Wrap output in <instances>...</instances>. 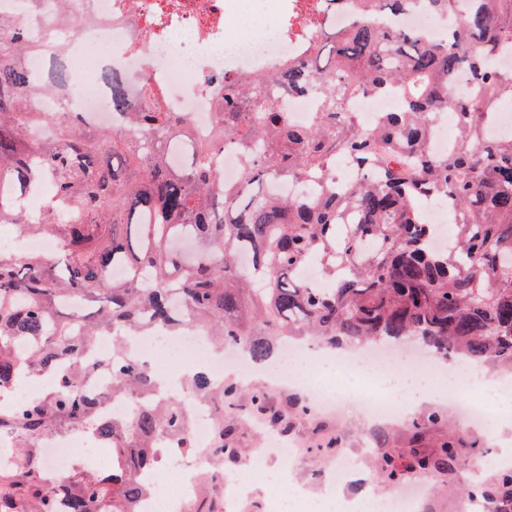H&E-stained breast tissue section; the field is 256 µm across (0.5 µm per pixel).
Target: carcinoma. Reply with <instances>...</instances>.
<instances>
[{
  "label": "carcinoma",
  "mask_w": 512,
  "mask_h": 512,
  "mask_svg": "<svg viewBox=\"0 0 512 512\" xmlns=\"http://www.w3.org/2000/svg\"><path fill=\"white\" fill-rule=\"evenodd\" d=\"M358 0L350 27L329 32L276 70L275 82L317 102L311 123L297 126L264 95L262 76L224 79L216 133L192 141L175 112L151 102H127L111 79L112 107L126 132L93 129L76 113L57 118L51 139L27 128L49 121L24 112L37 93L22 64L31 32L0 17L9 43L0 47V224L21 234H43L62 243L53 258L19 256L0 249V392L24 376L50 375L53 390L19 405L0 406V436L20 449L0 471L3 494L24 502L23 512H136L152 493L138 479L162 455L160 439L193 448L189 414L163 392L148 364L127 360L135 336L162 327L178 335L205 331L216 348H240L262 364L289 338L310 337L336 350L377 341L418 338L446 359L491 363L512 371V135L486 137L498 105L512 97V70L491 67L503 45L512 46V0ZM453 19L434 41L420 29L392 28L382 14L414 9ZM478 85L480 99L461 102L450 92L459 71ZM73 76L55 59L43 91L65 87ZM396 91L402 106L383 112L370 131L350 110L353 98ZM452 110L459 134L448 153L430 151L431 118ZM242 155L237 185L227 186L213 164L216 151ZM357 177L337 188L336 162ZM320 180L312 197H275L277 180ZM45 181L51 194L71 204L69 216L48 209L32 218L22 208L25 187ZM443 199L456 210L453 248L432 247L434 226L423 204ZM193 236L188 257L176 246ZM320 260L327 288L297 278ZM123 266L127 275L110 277ZM96 336L112 337V391L138 400L132 415L101 418L102 398L80 385L99 362L90 355ZM28 342L19 354L16 343ZM191 394L219 406H236L237 387L197 372ZM269 392L250 398L251 412L283 424L268 407ZM91 427L112 451V473L74 469L61 485L48 481L37 457L40 442L70 428ZM444 431L436 448L418 443ZM413 440L391 444L382 430L370 463L380 483L414 477L452 488L475 442L448 430L447 415L429 410L412 420ZM235 432L219 418L212 447L215 463L240 458ZM491 505L512 502V469H492L462 489Z\"/></svg>",
  "instance_id": "obj_1"
}]
</instances>
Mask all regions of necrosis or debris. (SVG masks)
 Masks as SVG:
<instances>
[{
    "mask_svg": "<svg viewBox=\"0 0 512 512\" xmlns=\"http://www.w3.org/2000/svg\"><path fill=\"white\" fill-rule=\"evenodd\" d=\"M237 0H62L32 9L29 0H0V15L12 18L39 35L30 45L23 63L33 80L43 79L53 57H61L75 83L52 97L31 99L30 112L79 113L92 125L115 128L121 123L112 111L110 87L103 74L118 77L131 103H141L153 92L161 105L178 113L189 136L198 142L211 140L214 116L228 77L271 74L275 64L295 57L300 46L320 39L323 27L345 31L349 10L331 8L329 0H264L266 29L255 35L233 33L230 18ZM92 354L103 366L83 384L84 392L102 397L104 419L129 414L131 399L112 394V342L98 337ZM172 363L201 361L214 379H223L229 369L247 364L246 358L211 356L206 338L196 330L182 333L169 346ZM341 370L360 378L374 379L388 366L400 365L405 373H424L437 381L453 379L464 403L463 425L472 437L489 439L501 418L504 402H512V379L505 378L471 399V383L464 364L447 368L422 344L370 346L358 357L338 358ZM309 386L323 412L348 413L365 410L373 419L393 422L402 418L408 401L404 396L379 397L363 389L334 386L330 377L311 370ZM191 414L189 436L195 445L170 472L143 471L146 483L175 481L177 491L165 497L148 496L140 512H189L196 492L198 472L211 469V443L215 432L212 408L200 401L188 402ZM90 432H67L42 441L44 459L52 475L75 466L76 447L94 448Z\"/></svg>",
    "mask_w": 512,
    "mask_h": 512,
    "instance_id": "necrosis-or-debris-1",
    "label": "necrosis or debris"
}]
</instances>
